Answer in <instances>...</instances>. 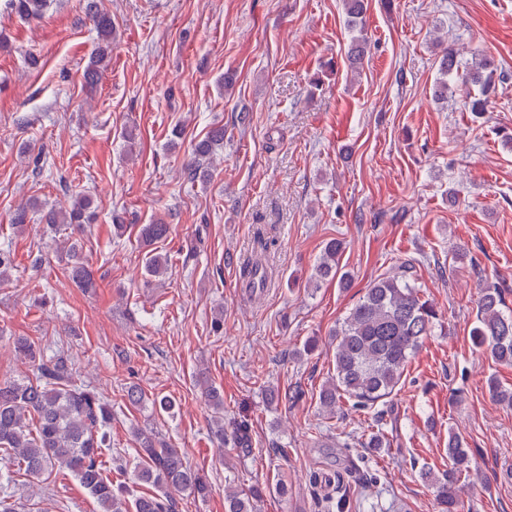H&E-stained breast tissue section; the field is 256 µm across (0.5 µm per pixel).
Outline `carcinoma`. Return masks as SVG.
<instances>
[{"instance_id":"obj_1","label":"carcinoma","mask_w":512,"mask_h":512,"mask_svg":"<svg viewBox=\"0 0 512 512\" xmlns=\"http://www.w3.org/2000/svg\"><path fill=\"white\" fill-rule=\"evenodd\" d=\"M366 0H344L345 12L352 24L364 27ZM86 14L102 37L84 73L87 84H95L107 66L112 53V16L100 8L99 0H87ZM364 37L352 40L348 51L350 68L360 69ZM439 78L434 93L438 100L448 97V80L478 89L480 96H467L463 107L471 112H485L489 107L488 92L503 80L494 60L485 56L471 66H463L457 52L444 49L439 60ZM224 146V127L210 129L205 139L195 144L193 157L186 165L190 180H208L211 157ZM40 210L41 221L50 228L65 225L80 233L84 225L94 220V206L88 195L74 196L65 209H40L32 200L14 213L13 223L24 224L29 210ZM170 225L157 218L139 228L140 240L152 245L165 240ZM70 266L69 277L87 290L96 287L91 271L84 265L80 242L70 237L63 245ZM343 241H328L315 268V281L338 279L342 288L349 287L348 274L339 273V256ZM147 273L156 278L168 273V258L158 253L146 261ZM242 276L250 288H263L269 279L268 271L259 263L246 266ZM438 321L434 305L422 298L420 289L406 275L394 274L374 280L365 293L334 331L336 350L335 374L320 391L321 407L332 412L345 398L360 409H370L389 397L400 385L404 371L424 339L432 335ZM472 340L487 346L493 357L512 365V310L505 304L501 289L494 285L483 287L477 305L476 322L471 329ZM15 353L30 361L33 378L22 382L0 383V450H4L23 466L30 476L59 470L71 473L95 500L99 512H175L176 493H188L204 499L209 486L203 476L191 468L182 453L161 441L147 430L137 432L138 481L154 486L155 492L129 501L123 487H115L105 473L103 451L108 447V427L112 421V406L103 396L83 383H76L69 358L56 354L48 359L27 336L13 338ZM489 392L498 403L512 407V388L497 380L489 381ZM202 393L214 410L212 438L223 444L224 396L207 383ZM234 446L242 453L251 451L248 425L237 423L231 433ZM449 468L445 477L433 479L425 471L422 479L434 481L438 512H458L456 482L462 472L469 470L471 457L463 441L455 434L448 436L446 448ZM264 489L253 486L248 490L229 489L224 497V512H254V502L263 496Z\"/></svg>"}]
</instances>
